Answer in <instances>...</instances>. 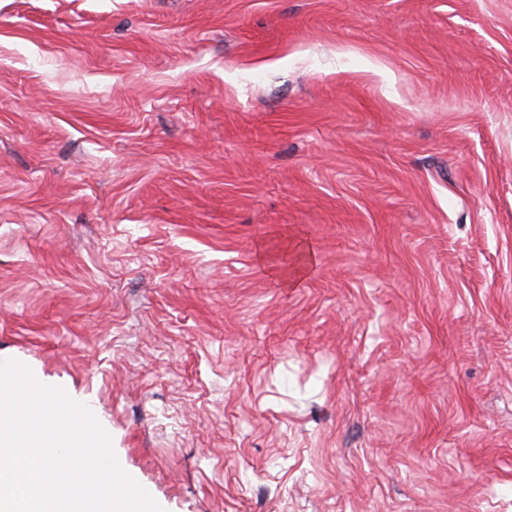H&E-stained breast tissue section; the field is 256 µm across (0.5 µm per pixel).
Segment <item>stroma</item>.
Masks as SVG:
<instances>
[{"mask_svg":"<svg viewBox=\"0 0 512 512\" xmlns=\"http://www.w3.org/2000/svg\"><path fill=\"white\" fill-rule=\"evenodd\" d=\"M165 512H512V0H0V360Z\"/></svg>","mask_w":512,"mask_h":512,"instance_id":"obj_1","label":"stroma"}]
</instances>
